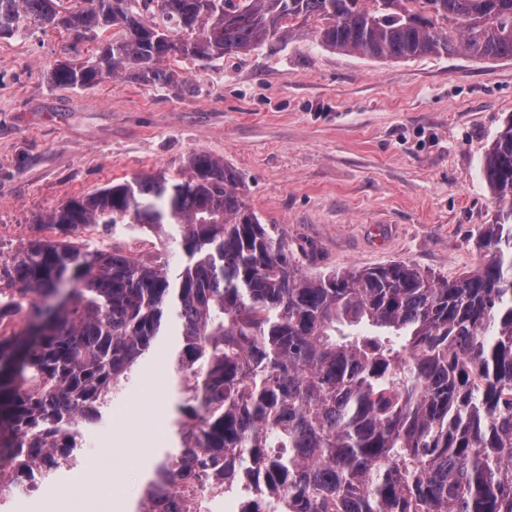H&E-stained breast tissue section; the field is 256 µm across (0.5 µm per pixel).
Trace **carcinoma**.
<instances>
[{"instance_id": "carcinoma-1", "label": "carcinoma", "mask_w": 512, "mask_h": 512, "mask_svg": "<svg viewBox=\"0 0 512 512\" xmlns=\"http://www.w3.org/2000/svg\"><path fill=\"white\" fill-rule=\"evenodd\" d=\"M319 21L321 44L372 58L464 52L512 59V0H0V38L33 27L113 31L52 85L123 73L170 86L164 60L213 61ZM499 220L490 257L455 279L394 262L301 271L246 206L235 169L192 154L182 178H134L66 202L45 223L139 224L186 260L144 262L35 242L0 258V487L52 474L98 424L166 324L190 378L180 448L136 512L195 471L247 480L270 512H512V122L483 163Z\"/></svg>"}]
</instances>
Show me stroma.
Masks as SVG:
<instances>
[{"label": "stroma", "instance_id": "1", "mask_svg": "<svg viewBox=\"0 0 512 512\" xmlns=\"http://www.w3.org/2000/svg\"><path fill=\"white\" fill-rule=\"evenodd\" d=\"M319 27L214 62L180 60L174 88L126 75L57 89L51 70L94 42L38 28L0 38V253L65 237L43 218L74 197L178 175L206 152L236 169L247 207L279 226L304 272L406 261L454 278L475 268L488 256L482 227L499 216L482 163L512 119V60L344 54L320 44ZM67 237L87 251L182 261L178 243L135 224ZM178 342L165 337L125 385L143 390L152 417L114 399L83 431L92 466L57 470L53 498L79 488L95 512H135L163 450L180 444Z\"/></svg>", "mask_w": 512, "mask_h": 512}]
</instances>
